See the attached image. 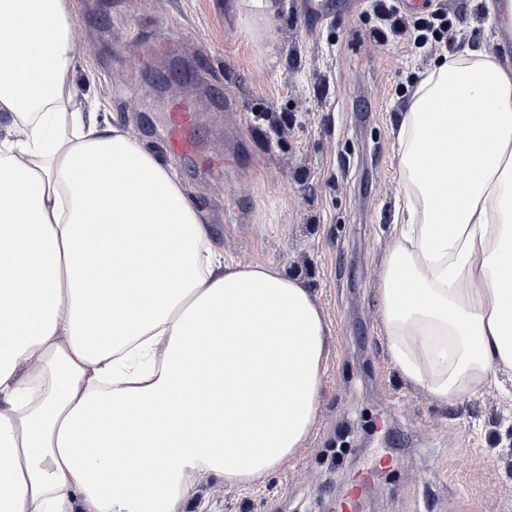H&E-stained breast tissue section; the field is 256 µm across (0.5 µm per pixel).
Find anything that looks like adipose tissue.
<instances>
[{"instance_id": "1", "label": "adipose tissue", "mask_w": 512, "mask_h": 512, "mask_svg": "<svg viewBox=\"0 0 512 512\" xmlns=\"http://www.w3.org/2000/svg\"><path fill=\"white\" fill-rule=\"evenodd\" d=\"M75 0H0V512H174L301 454L330 359L302 279L225 263L174 169L79 99ZM378 290L399 369L512 371V74L434 61L399 121Z\"/></svg>"}]
</instances>
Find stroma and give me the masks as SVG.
<instances>
[{
	"label": "stroma",
	"instance_id": "35a3bbf8",
	"mask_svg": "<svg viewBox=\"0 0 512 512\" xmlns=\"http://www.w3.org/2000/svg\"><path fill=\"white\" fill-rule=\"evenodd\" d=\"M379 0H277L254 36L233 0H79L73 35L101 100L167 155V106L192 100L196 151L172 165L225 258L303 279L330 324V360L306 450L257 486L200 473L176 512H336L383 457L364 512H512V401L493 387L441 400L406 381L382 331L378 288L405 191L398 120L438 55L512 35L479 0L421 49L380 37ZM180 32L177 57L146 56Z\"/></svg>",
	"mask_w": 512,
	"mask_h": 512
}]
</instances>
